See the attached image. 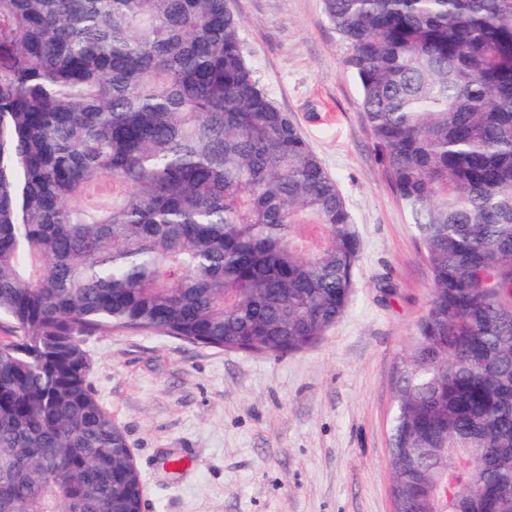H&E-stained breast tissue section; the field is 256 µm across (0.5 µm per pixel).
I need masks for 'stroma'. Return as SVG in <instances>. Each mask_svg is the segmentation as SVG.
Here are the masks:
<instances>
[{
    "mask_svg": "<svg viewBox=\"0 0 512 512\" xmlns=\"http://www.w3.org/2000/svg\"><path fill=\"white\" fill-rule=\"evenodd\" d=\"M251 68L336 180L359 242L343 316L281 356L116 330L88 382L126 435L142 512H394L396 359L433 283L322 0H227Z\"/></svg>",
    "mask_w": 512,
    "mask_h": 512,
    "instance_id": "1",
    "label": "stroma"
}]
</instances>
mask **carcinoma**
I'll return each instance as SVG.
<instances>
[{"instance_id": "1", "label": "carcinoma", "mask_w": 512, "mask_h": 512, "mask_svg": "<svg viewBox=\"0 0 512 512\" xmlns=\"http://www.w3.org/2000/svg\"><path fill=\"white\" fill-rule=\"evenodd\" d=\"M323 6L433 282L395 366V512H512V0ZM357 259L226 0H0V512H139L84 338L299 351Z\"/></svg>"}]
</instances>
